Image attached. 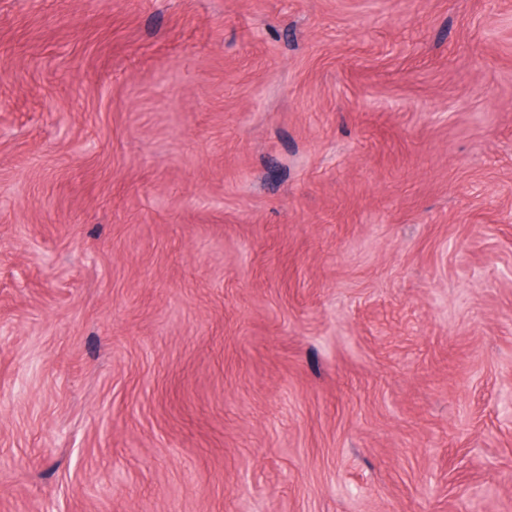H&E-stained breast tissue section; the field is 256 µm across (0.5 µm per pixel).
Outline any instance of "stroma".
Here are the masks:
<instances>
[{"label":"stroma","mask_w":512,"mask_h":512,"mask_svg":"<svg viewBox=\"0 0 512 512\" xmlns=\"http://www.w3.org/2000/svg\"><path fill=\"white\" fill-rule=\"evenodd\" d=\"M0 512H512V0H0Z\"/></svg>","instance_id":"obj_1"}]
</instances>
